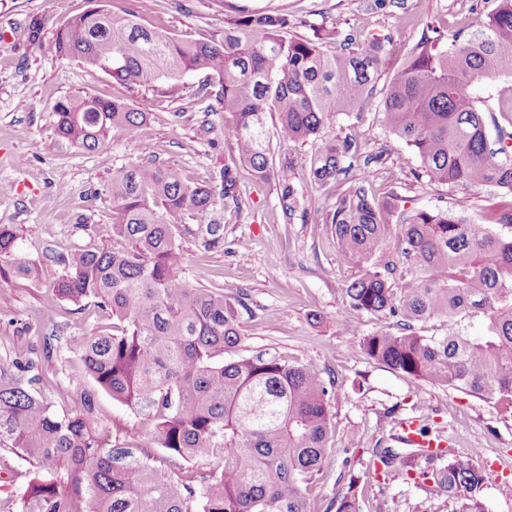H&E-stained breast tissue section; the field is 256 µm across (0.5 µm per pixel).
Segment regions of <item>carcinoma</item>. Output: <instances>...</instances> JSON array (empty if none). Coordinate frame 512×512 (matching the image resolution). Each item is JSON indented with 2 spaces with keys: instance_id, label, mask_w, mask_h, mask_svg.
<instances>
[{
  "instance_id": "cac0c4a2",
  "label": "carcinoma",
  "mask_w": 512,
  "mask_h": 512,
  "mask_svg": "<svg viewBox=\"0 0 512 512\" xmlns=\"http://www.w3.org/2000/svg\"><path fill=\"white\" fill-rule=\"evenodd\" d=\"M289 31L288 18L247 12L224 23L208 41L176 39L132 15L92 7L57 29L55 48L120 84L157 82L175 92L189 73L218 85L224 138L257 178L273 180L288 219L308 222L306 196L294 184V162L273 166L272 140L321 139L309 159L324 184L360 154L353 135L321 137L338 114L360 111L390 49L344 39L327 56L320 41ZM512 72V0H499L466 29L432 30L407 53L382 100L386 126L416 155V176L449 186L494 185L512 192V150L499 132L489 147L473 83ZM56 132L93 151L112 128L136 136L149 118L122 100L78 93L55 105ZM277 116L274 130L267 115ZM379 158L366 156L360 173L326 223L342 257L360 266L344 289L349 306L391 316L360 337L371 359L418 381L481 397L512 417V235L470 224L448 210H420L397 225V255L383 253L389 224L366 186ZM112 239L118 248L80 249L61 256L52 284L58 298L91 304L112 315V328L91 334L41 336L40 354L0 362V447L26 456L48 475L29 483L21 512H308L307 490L323 469L331 432L335 382L306 364L257 352L227 360L241 342V298L194 288L184 277L181 232L186 216L204 213L216 198L238 202L236 165L219 180L189 185L154 162L119 168L112 177ZM13 226H0V272L28 280L38 263L21 251ZM198 246L224 248V225L197 228ZM410 280L393 287L400 260ZM448 321L444 336H424L415 323ZM80 359L88 383L68 379L71 405L49 398L41 360ZM107 394L142 415L146 446L106 447L98 412ZM375 448L371 469L428 481L457 503L456 512H486L483 478L461 455L435 457L422 448ZM163 452L158 457L151 448ZM441 461L415 470L420 456ZM336 512H359L352 490L336 496Z\"/></svg>"
}]
</instances>
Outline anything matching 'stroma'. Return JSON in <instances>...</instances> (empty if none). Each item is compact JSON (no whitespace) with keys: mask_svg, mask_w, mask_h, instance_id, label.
Listing matches in <instances>:
<instances>
[{"mask_svg":"<svg viewBox=\"0 0 512 512\" xmlns=\"http://www.w3.org/2000/svg\"><path fill=\"white\" fill-rule=\"evenodd\" d=\"M116 14L130 13L144 26L176 38L209 39L244 9L287 16L291 32L313 36L338 26L357 40L392 41L398 51L386 56L374 81L369 104L360 114L337 115L325 137L358 138L364 154H381L371 193L391 203L396 213L450 210L473 224L495 225L512 209V193L493 186L451 187L415 178V154L384 124L380 103L393 73L404 62L427 25L451 33L464 28L473 12H490L497 0H105ZM91 0H0V224L16 229L21 248L43 268L41 281L0 273V362L11 360L34 342L36 329L57 325L65 332L90 333L110 322L99 309L84 310L54 296L50 283L60 273L58 257L83 247L112 246L114 172L122 165L152 160L175 169L189 184L213 182L235 155L224 138V111L206 94L207 80L192 74L171 97L151 87L125 88L106 73L59 55L57 29L91 8ZM86 92L124 99L149 115L145 136L122 128L108 142L87 152L72 147L55 131L54 107L60 99ZM481 101L490 141L512 132V74L502 73L474 88ZM313 142L273 145L272 159L293 158L294 182L309 201V218H287L274 182H260L239 168L237 203L216 200L213 210L187 216L189 225L219 220L224 247L206 252L183 236L187 281L227 295H244L249 307L240 319L239 354L261 350L291 363L316 367L335 380L331 401L333 434L327 462L307 497L311 512H336V495L350 489L360 512H453L455 503L429 483L409 484L392 475L366 478L373 449L390 446L397 419L420 418L451 450L471 460L483 477L488 512H512L498 484L512 471V418L489 401L403 376L369 358L358 340L378 327L380 317L349 307L344 290L358 267L339 254L326 219L358 174L345 169L337 180L318 184L309 174ZM107 420V445L136 436L139 415L108 395H100ZM39 471L28 458L0 451V512H19L28 483Z\"/></svg>","mask_w":512,"mask_h":512,"instance_id":"35a3bbf8","label":"stroma"}]
</instances>
